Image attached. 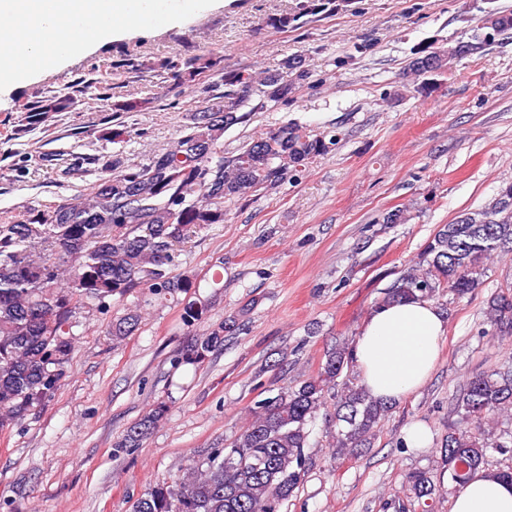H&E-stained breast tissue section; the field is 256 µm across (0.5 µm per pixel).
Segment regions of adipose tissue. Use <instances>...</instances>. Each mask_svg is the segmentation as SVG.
<instances>
[{"instance_id": "obj_1", "label": "adipose tissue", "mask_w": 512, "mask_h": 512, "mask_svg": "<svg viewBox=\"0 0 512 512\" xmlns=\"http://www.w3.org/2000/svg\"><path fill=\"white\" fill-rule=\"evenodd\" d=\"M156 7V0H0V87L145 28ZM447 330L428 301L373 309L353 346L363 387L381 402L420 389L435 369ZM452 512H512V483L476 472Z\"/></svg>"}]
</instances>
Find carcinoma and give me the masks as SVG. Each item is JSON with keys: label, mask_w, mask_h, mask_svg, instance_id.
I'll return each mask as SVG.
<instances>
[{"label": "carcinoma", "mask_w": 512, "mask_h": 512, "mask_svg": "<svg viewBox=\"0 0 512 512\" xmlns=\"http://www.w3.org/2000/svg\"><path fill=\"white\" fill-rule=\"evenodd\" d=\"M325 5V0H303L297 13L271 24L288 27L323 11ZM508 31L512 11H488L474 41L413 50L407 74L424 76L426 64L433 61L438 75H445L462 52H479ZM110 68L94 65L97 78L76 87V92L94 87L109 93ZM160 68L182 84L194 83L204 73L221 69V60L174 53ZM308 78L300 55L286 57L274 71L226 69L224 92L208 96L201 111L190 117L184 135L147 162L126 165L116 158L104 165L103 176L89 192L63 204L0 217L1 429L25 419L60 387L76 331L114 297L123 299L143 288L157 302L185 295L181 320L193 338L179 358L187 364L204 363L239 329L238 319L228 316L197 333L208 319L210 302L199 293L198 274L175 273L178 247L211 225L224 223V204L249 201L331 151L336 138L312 136L286 122L267 128L237 153L224 155V132L248 120L243 107L253 94L287 102ZM75 100L71 93L52 94L20 104V122L35 125L46 114L70 112ZM103 137L123 142L131 137V129L114 120L103 129ZM501 252H512V184L501 188L492 204L443 225L422 254L419 264L424 269L398 277L380 304L428 300L441 288L459 298L468 295L481 284L486 263ZM487 315L499 331H512V294L494 295ZM142 318L143 307L136 303L112 318L104 333L123 340L134 334ZM352 364L348 343L327 349L317 375L255 402L229 445L201 455L180 481L151 486L133 512H281L305 476L308 425ZM508 408L511 367L466 381L454 406L458 420L440 448L453 483L465 486L485 464L488 448L512 453V444L485 441L491 435V417ZM166 410V402L158 403L127 428L115 447H139ZM389 410L362 387L343 383L334 405L335 455L370 446ZM406 484L420 506L427 505L436 490L425 470L409 473Z\"/></svg>", "instance_id": "obj_1"}]
</instances>
